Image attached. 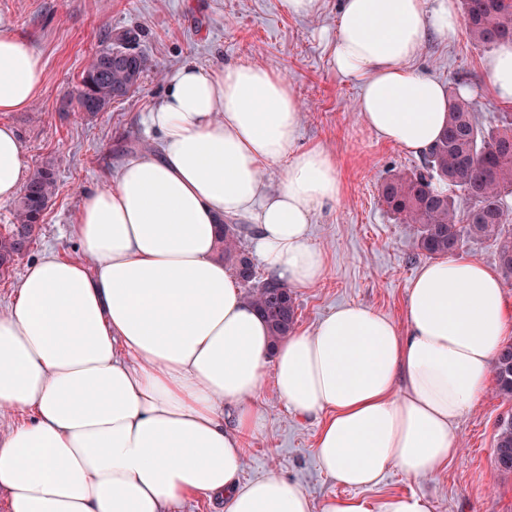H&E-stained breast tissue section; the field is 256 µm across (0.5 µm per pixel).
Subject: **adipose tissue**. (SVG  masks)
<instances>
[{"mask_svg":"<svg viewBox=\"0 0 512 512\" xmlns=\"http://www.w3.org/2000/svg\"><path fill=\"white\" fill-rule=\"evenodd\" d=\"M455 0H342L332 64L360 89L361 120L405 151L448 123V91L411 66L427 32L452 39ZM512 106V43L484 60ZM41 57L0 32V112L31 106ZM302 113L280 74L257 64L180 66L142 122L159 149L82 192L71 235L82 256L34 261L0 309V489L9 512H169L220 495L225 512H312L296 482L239 478L258 431L255 397L323 415L321 469L347 496L321 512H372L353 492L395 469L420 480L458 456L454 428L486 389L512 333L491 266L443 258L409 285L407 330L346 305L271 346L267 325L214 256L220 224L247 222L269 275L306 288L327 273L310 241L318 206L339 199L330 154L296 146ZM287 162L278 189L266 170ZM26 180L17 130L0 125V205Z\"/></svg>","mask_w":512,"mask_h":512,"instance_id":"adipose-tissue-1","label":"adipose tissue"}]
</instances>
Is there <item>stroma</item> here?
I'll return each mask as SVG.
<instances>
[{
    "label": "stroma",
    "mask_w": 512,
    "mask_h": 512,
    "mask_svg": "<svg viewBox=\"0 0 512 512\" xmlns=\"http://www.w3.org/2000/svg\"><path fill=\"white\" fill-rule=\"evenodd\" d=\"M340 0H317L312 15L288 13L284 0H0V31L26 41L45 64V81L35 102L20 112H0L21 140L27 172L52 164L56 194L29 251L0 275V302H9L27 266L49 250L80 257L69 228L82 191L107 186L130 157L152 147L140 115L166 91L170 75L188 60L212 69L226 63L258 64L285 77L302 112L297 146H321L331 155L341 182L337 201L319 207L312 243L328 254L322 282L294 291L296 331H311L337 307L360 303L406 323L409 284L429 258L417 246L415 225L396 221L378 197L380 182L397 171L419 168L423 158L382 141L357 110V83L336 72L331 43ZM134 29L152 61L129 98L92 118L60 108L91 56L111 33ZM488 51L466 30L444 40L427 33L412 66L442 82L449 94L469 89L480 125L493 123L501 105L485 84ZM255 403L262 420L246 451L240 477L248 481L275 472L297 481L314 508L346 489L326 476L316 454L321 417L302 415L263 385ZM512 411L494 389L455 428L460 455L425 479L399 471L384 473L370 488L356 490L374 512L389 498L417 493L432 512H512V475L495 467V434Z\"/></svg>",
    "instance_id": "stroma-1"
}]
</instances>
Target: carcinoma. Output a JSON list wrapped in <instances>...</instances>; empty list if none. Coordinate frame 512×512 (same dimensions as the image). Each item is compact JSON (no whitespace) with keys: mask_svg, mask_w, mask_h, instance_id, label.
<instances>
[{"mask_svg":"<svg viewBox=\"0 0 512 512\" xmlns=\"http://www.w3.org/2000/svg\"><path fill=\"white\" fill-rule=\"evenodd\" d=\"M466 30L479 45L491 49L512 40V0H461ZM139 34L118 32L99 49L83 69L75 87L65 95V107L94 117L112 102L127 97L151 66L137 50ZM56 190L52 165L38 168L26 181L15 202L14 221L0 232V273L26 253L40 230L44 212ZM379 199L395 218L417 225V246L429 256L459 254L470 239H491L497 244L501 271L512 277V113L482 131L472 102L456 96L450 101L448 125L426 152L420 169L395 172L379 185ZM470 203L464 215L455 206L456 193ZM242 224L223 223L217 239L218 254L239 283L249 287L244 299L268 325L272 342L293 333L295 299L291 289L270 278L254 287L257 268L241 243ZM497 395L512 401V343L499 350L493 367ZM497 468L512 473V414L499 420L495 436Z\"/></svg>","mask_w":512,"mask_h":512,"instance_id":"cac0c4a2","label":"carcinoma"}]
</instances>
